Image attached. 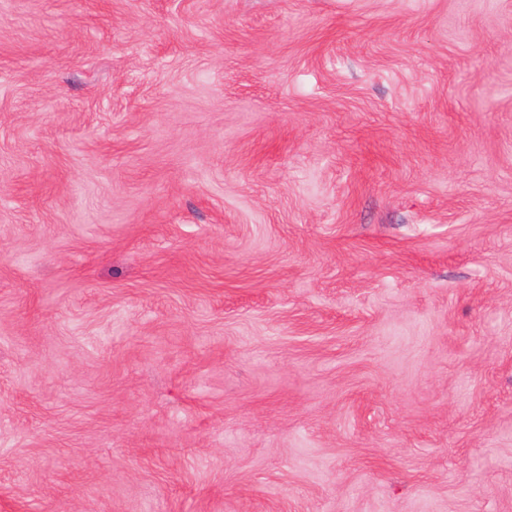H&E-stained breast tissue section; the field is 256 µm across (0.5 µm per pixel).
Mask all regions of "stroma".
Listing matches in <instances>:
<instances>
[{
    "mask_svg": "<svg viewBox=\"0 0 512 512\" xmlns=\"http://www.w3.org/2000/svg\"><path fill=\"white\" fill-rule=\"evenodd\" d=\"M0 512H512V0H0Z\"/></svg>",
    "mask_w": 512,
    "mask_h": 512,
    "instance_id": "35a3bbf8",
    "label": "stroma"
}]
</instances>
